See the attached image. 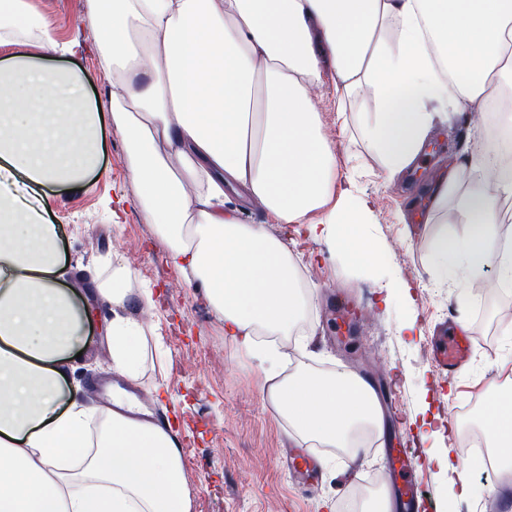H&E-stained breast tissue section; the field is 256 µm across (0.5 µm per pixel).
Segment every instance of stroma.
<instances>
[{
    "label": "stroma",
    "mask_w": 512,
    "mask_h": 512,
    "mask_svg": "<svg viewBox=\"0 0 512 512\" xmlns=\"http://www.w3.org/2000/svg\"><path fill=\"white\" fill-rule=\"evenodd\" d=\"M29 2L35 13L50 21L60 49L59 64L83 76L90 100L108 104L109 84L95 51L98 32L83 20L85 0ZM75 41L82 44V53L67 55L66 47ZM320 109L323 133L341 167L357 170L347 190L372 207V222L364 231L376 244L380 259L372 270L356 273L332 259L327 242L310 238L302 225L269 224L260 211L242 206L243 222L264 225L268 235L285 241L304 258V278L315 298L304 342L284 358L279 370L285 375L303 364L325 374L350 363L369 367L382 361L403 393L399 413L387 417L395 435L393 445L411 449L421 463L423 491L432 512H479L478 499L451 497L448 475L436 458L461 440L463 429L455 419L459 407L486 400L490 389L512 381V345L502 334L503 327L512 323V302L480 298L462 304L460 293L469 286L462 275L448 287L438 286L427 263L437 224L426 221L421 235L414 238L408 225L397 219L399 213L409 212L410 194L421 189L428 173L390 178L379 158L360 141L357 112H348V121L342 124L331 100H322ZM424 109L432 116L428 156L433 162L451 153L466 161L477 147L487 146L484 133L445 101H427ZM100 142L97 170L74 191L59 188L51 193L46 218L58 229L65 283L70 288L91 290L90 273L114 254L130 261L133 287L152 291L151 302L135 300L125 309L126 315L143 323L148 337L161 340L164 350L162 360L148 364L137 390L150 397L156 384H165L169 397L163 408L175 418L177 431L193 436L192 447L182 451L192 512H346L347 502L367 487L370 473L383 470V460L372 453L348 466L336 449H322L329 466L323 469L319 486L312 496L296 494L279 458L297 438L263 399L262 354L241 352L225 336L223 322L201 291L184 285L169 265L153 224L132 202L135 188L125 164L126 143L110 122H103ZM394 275L410 286L411 299L394 300L387 309L382 300ZM91 312L86 345L81 357L71 361L67 376L71 384L80 386L86 405L105 410L110 403L97 386L115 377L105 339L111 312L97 302ZM409 316L416 321L411 336L399 331ZM446 318L463 320L474 352L467 370L450 382L433 375L427 353L434 325ZM424 400L445 425L444 433L424 437L413 426Z\"/></svg>",
    "instance_id": "35a3bbf8"
}]
</instances>
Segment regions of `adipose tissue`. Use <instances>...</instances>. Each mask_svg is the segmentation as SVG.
Listing matches in <instances>:
<instances>
[{"label": "adipose tissue", "instance_id": "adipose-tissue-1", "mask_svg": "<svg viewBox=\"0 0 512 512\" xmlns=\"http://www.w3.org/2000/svg\"><path fill=\"white\" fill-rule=\"evenodd\" d=\"M110 84L113 130L128 141L133 203L154 224L172 267L198 288L244 353L259 339L289 337L314 307L299 284L301 257L262 225L228 207L243 195L271 224H302L342 262L373 267L363 233L372 209L322 134L318 107L334 88L336 118L376 100L358 127L390 176L424 153L427 99H444L476 129L490 89L512 78V0H86ZM28 0H0V512H192L172 425L138 419L134 403L100 411L80 403L65 368L89 317L60 287L50 192L84 180L99 160L98 103L73 71L19 52L17 20ZM489 146L474 162L432 175V212L462 195L466 228L440 232L428 253L441 281L464 272L501 294L512 282V159ZM92 275L117 307L130 270L105 258ZM112 369L137 383L149 356L144 326L122 315L107 325ZM270 407L303 441L361 453L382 432L375 395L349 372L302 368L270 375ZM482 421L503 482L512 481V386L488 397Z\"/></svg>", "mask_w": 512, "mask_h": 512}]
</instances>
